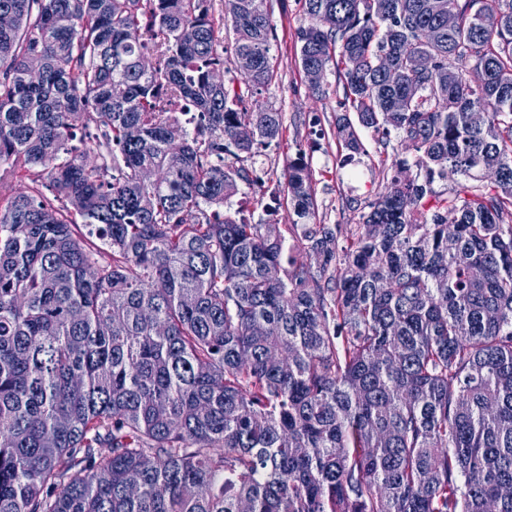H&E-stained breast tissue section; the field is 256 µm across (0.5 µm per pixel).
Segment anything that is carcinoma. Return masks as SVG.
Segmentation results:
<instances>
[{
	"mask_svg": "<svg viewBox=\"0 0 512 512\" xmlns=\"http://www.w3.org/2000/svg\"><path fill=\"white\" fill-rule=\"evenodd\" d=\"M249 3L0 0V512H512V0H301L340 167L416 152L334 226L302 151L267 223L224 208L283 133L212 80L226 24L274 78Z\"/></svg>",
	"mask_w": 512,
	"mask_h": 512,
	"instance_id": "1",
	"label": "carcinoma"
}]
</instances>
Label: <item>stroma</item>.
Returning <instances> with one entry per match:
<instances>
[{"instance_id":"35a3bbf8","label":"stroma","mask_w":512,"mask_h":512,"mask_svg":"<svg viewBox=\"0 0 512 512\" xmlns=\"http://www.w3.org/2000/svg\"><path fill=\"white\" fill-rule=\"evenodd\" d=\"M266 9L272 22L277 77L252 97L282 112L283 136L249 160L253 182L248 192L258 194L263 186L282 178L289 160L301 150L314 175L317 223H361L368 204L390 186L395 162L413 158L414 152L396 139L379 145L363 129L359 135L366 155L360 163L340 167L341 148L333 130L336 115L343 110L342 82L335 71H328V94L313 92L298 60L297 33L307 24L300 0H267Z\"/></svg>"}]
</instances>
